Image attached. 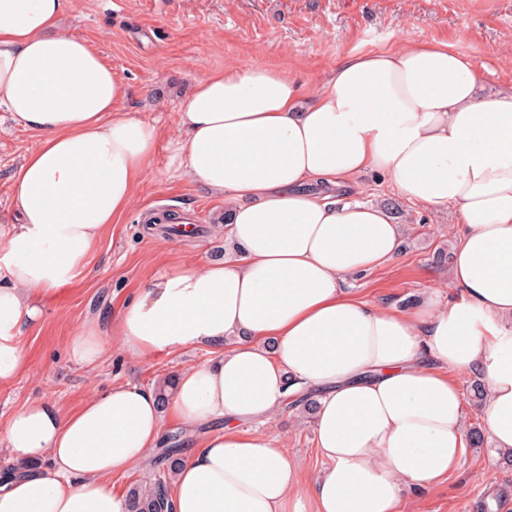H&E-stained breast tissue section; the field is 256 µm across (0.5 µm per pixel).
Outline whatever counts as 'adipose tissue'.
Here are the masks:
<instances>
[{"label": "adipose tissue", "mask_w": 512, "mask_h": 512, "mask_svg": "<svg viewBox=\"0 0 512 512\" xmlns=\"http://www.w3.org/2000/svg\"><path fill=\"white\" fill-rule=\"evenodd\" d=\"M63 10L0 0V109L39 138L12 177L21 221L0 224V383L28 374L22 332L131 207L159 143L155 126L118 113V79L61 29ZM177 119L172 162L223 198L238 257L173 260L68 346L86 366L109 339L139 358L213 348L176 378L174 414L222 426L182 453L174 512H396L404 489L461 464V372L482 380L486 430L512 451V87L482 95L448 43L406 39L336 64L307 93L259 60L206 71ZM365 172L413 204L453 207L458 301L430 295L404 314L346 288L399 242L385 210L328 195ZM293 380L322 393L325 467L308 493L287 450L244 429ZM161 436L154 391L130 383L74 411L28 403L0 428L15 464L0 477V512H131L112 477L143 465Z\"/></svg>", "instance_id": "ef3b65f1"}]
</instances>
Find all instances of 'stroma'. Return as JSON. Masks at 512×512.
Instances as JSON below:
<instances>
[{"label":"stroma","mask_w":512,"mask_h":512,"mask_svg":"<svg viewBox=\"0 0 512 512\" xmlns=\"http://www.w3.org/2000/svg\"><path fill=\"white\" fill-rule=\"evenodd\" d=\"M63 27L96 46L125 89L120 111L160 132L148 177L133 205L112 225L73 282L48 299L43 317L21 342L31 371L0 384V426L26 403L49 400L75 410L119 383L152 389L182 369L208 362L210 346L195 344L133 357L110 347L95 368L71 361V336L87 321L117 318L143 281L163 271L172 251L202 263L224 254V201L187 176L175 174L168 140L177 133V100L203 72L259 58L296 70L312 86L337 63L383 50L401 39L440 41L478 69L482 93L512 86V0H65ZM38 137L0 112V224L15 217L12 176ZM361 193L339 188V203L353 200L398 207V252L393 261L348 278L347 287L373 302L413 311L429 294L457 299L449 270L459 233L446 211L404 200L374 174L360 177ZM197 225L181 237L147 231L155 210ZM307 391L292 394L256 431L275 436L310 480L324 461L315 443V416L305 414ZM503 512L512 503V464L494 443L466 448L446 481L401 495L398 512Z\"/></svg>","instance_id":"stroma-1"}]
</instances>
